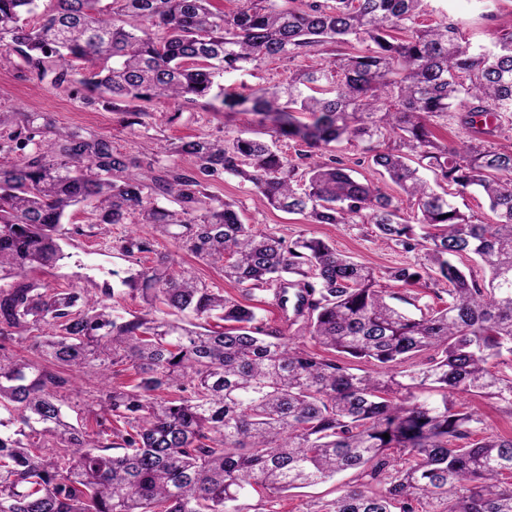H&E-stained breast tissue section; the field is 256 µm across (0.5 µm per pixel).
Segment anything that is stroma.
I'll list each match as a JSON object with an SVG mask.
<instances>
[{"label":"stroma","instance_id":"stroma-1","mask_svg":"<svg viewBox=\"0 0 512 512\" xmlns=\"http://www.w3.org/2000/svg\"><path fill=\"white\" fill-rule=\"evenodd\" d=\"M444 14L462 21L476 45L489 44L498 33L512 29V0H430L423 21L434 23ZM177 108L182 111L180 118L167 122L166 113ZM150 111L152 116L145 124L126 125L120 113L114 112L86 87L78 84L70 92L54 89L21 69L16 53L0 52V118L11 117L16 112H42L51 118L56 130L101 137L115 150L132 157L152 155L161 168L191 165L189 158L168 153L169 143L206 135L249 136L261 129L258 117L253 115L225 118L220 100L212 98L179 107L173 102L161 101L151 105ZM210 191L218 199L236 200L243 223L251 228L288 240L302 235L323 238L333 243L336 250L377 272L414 260L413 254L377 239L371 225L306 223L299 215L260 203L252 186L234 177L212 182ZM65 222L72 229L63 243L65 259L55 266L31 272V281L48 288L93 293L111 285L114 274H125L130 268V261L120 249L129 231L128 225L113 224L104 230L97 229L93 207L89 204L72 208ZM156 250L170 255L176 267L193 270L209 287L240 295V287L225 281L219 268L198 261L173 241L158 239ZM56 374L63 381L57 392L70 422L93 427L87 404L97 385L96 379L70 369H57ZM351 480V474L347 473L312 488L292 491L280 500L278 508L280 512H312L315 503L335 498L339 488Z\"/></svg>","mask_w":512,"mask_h":512}]
</instances>
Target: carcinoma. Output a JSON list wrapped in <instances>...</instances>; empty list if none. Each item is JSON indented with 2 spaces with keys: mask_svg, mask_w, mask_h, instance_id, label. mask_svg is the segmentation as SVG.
Masks as SVG:
<instances>
[{
  "mask_svg": "<svg viewBox=\"0 0 512 512\" xmlns=\"http://www.w3.org/2000/svg\"><path fill=\"white\" fill-rule=\"evenodd\" d=\"M39 2L0 0V49L39 80L107 95L130 125L156 99L196 102L267 60L318 61L278 84L221 89L225 115L259 116L274 141H182L173 153L189 170L156 175L154 160L94 136L45 142L51 124L37 113L0 134V336L44 360L0 352V512H244L253 492L272 503L349 470L359 483L316 512H417L424 500L434 512H512V433L462 402L494 400L512 416V146L487 140L512 130V30L475 47L446 15L421 26L425 0H239L232 13L213 0H53L41 13ZM458 112L469 141H438L433 128ZM282 138L293 156L274 148ZM344 142L380 179L353 176ZM226 175L310 224L373 225L415 253L385 278L445 285L448 305L412 316L328 242L252 230L236 201L208 190ZM469 192L495 221L460 210ZM83 203L97 224L138 214L249 296L278 284L283 310L296 289L309 344L165 256L99 297L29 281L65 258L61 241L80 228L63 217ZM121 250L139 265L155 242L133 233ZM128 297L140 312L122 310ZM52 366L99 379L97 430L65 420Z\"/></svg>",
  "mask_w": 512,
  "mask_h": 512,
  "instance_id": "carcinoma-1",
  "label": "carcinoma"
}]
</instances>
